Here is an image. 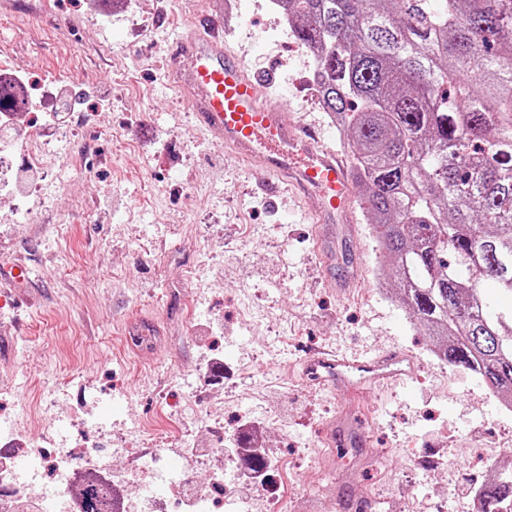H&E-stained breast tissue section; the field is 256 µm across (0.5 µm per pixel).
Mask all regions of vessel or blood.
I'll list each match as a JSON object with an SVG mask.
<instances>
[{"label": "vessel or blood", "mask_w": 512, "mask_h": 512, "mask_svg": "<svg viewBox=\"0 0 512 512\" xmlns=\"http://www.w3.org/2000/svg\"><path fill=\"white\" fill-rule=\"evenodd\" d=\"M222 29L221 20L208 19L204 33L187 34L169 55L177 87L198 124L239 156L264 158L271 174L261 187L265 195L282 185L315 193L321 199V223L341 220L348 233H355L349 222L355 183L342 158L313 129L288 123L276 104L260 102L259 79L225 51ZM185 57L192 60L187 70L180 67ZM303 369L312 381L333 390H382L412 380L418 365L400 349L362 360L321 348L308 354Z\"/></svg>", "instance_id": "1"}]
</instances>
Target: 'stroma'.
Wrapping results in <instances>:
<instances>
[{
  "mask_svg": "<svg viewBox=\"0 0 512 512\" xmlns=\"http://www.w3.org/2000/svg\"><path fill=\"white\" fill-rule=\"evenodd\" d=\"M243 21L228 53L254 75L275 71L264 100L288 122L340 140L311 87L313 58L270 0H237ZM204 0H137L95 24L93 0H0V51L25 76L85 79L69 116V189L44 185L19 163L13 200L0 198V267L30 269L27 287L0 283V413L40 407L55 425L45 447L66 445L79 465L110 439L115 464L167 463L171 442L138 438L135 423L181 411L200 453L232 457L237 424L256 423L288 461L293 512H437V495L468 499L472 476L512 456V413L470 371L441 360L437 342L383 287L367 216L348 238L314 217L297 190L258 193L262 157H238L204 136L171 86L174 41ZM38 194H31L33 185ZM364 271L354 288H329L331 265ZM149 315L154 336L131 348L128 322ZM401 348L420 364L409 386L378 397L334 395L307 384L317 348L367 356ZM224 359L222 383L201 371ZM351 443L329 447L327 426L351 405ZM383 453L387 468L372 463Z\"/></svg>",
  "mask_w": 512,
  "mask_h": 512,
  "instance_id": "35a3bbf8",
  "label": "stroma"
}]
</instances>
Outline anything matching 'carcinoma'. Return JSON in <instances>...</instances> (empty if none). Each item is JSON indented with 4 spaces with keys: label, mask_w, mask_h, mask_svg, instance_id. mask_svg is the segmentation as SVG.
<instances>
[{
    "label": "carcinoma",
    "mask_w": 512,
    "mask_h": 512,
    "mask_svg": "<svg viewBox=\"0 0 512 512\" xmlns=\"http://www.w3.org/2000/svg\"><path fill=\"white\" fill-rule=\"evenodd\" d=\"M342 124L396 298L512 396V0H277ZM512 499V476L481 512ZM84 488L81 512H113Z\"/></svg>",
    "instance_id": "carcinoma-1"
}]
</instances>
